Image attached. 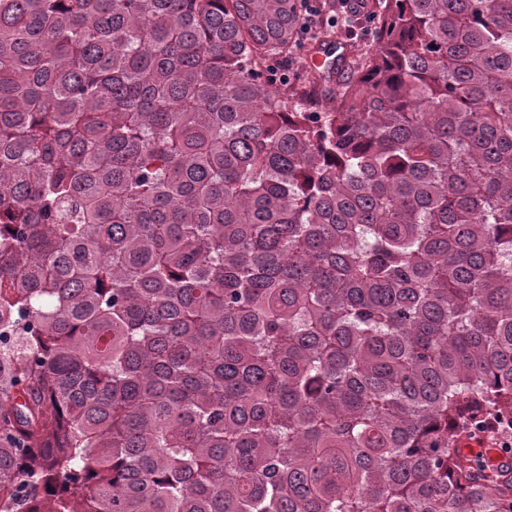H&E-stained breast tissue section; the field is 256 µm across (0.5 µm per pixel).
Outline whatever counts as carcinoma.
<instances>
[{
    "label": "carcinoma",
    "mask_w": 512,
    "mask_h": 512,
    "mask_svg": "<svg viewBox=\"0 0 512 512\" xmlns=\"http://www.w3.org/2000/svg\"><path fill=\"white\" fill-rule=\"evenodd\" d=\"M0 0V512H512V0ZM346 5V12L349 17L357 16L361 8H363V0H341ZM339 1V10H336V40L338 43L332 45V48L336 51V56L340 54H351L357 55L366 47H368L373 39L374 27L376 21H371L365 17H361L362 21L360 24H355V31L351 34L345 25L348 24L344 21V8ZM371 21V22H370ZM368 32H365L367 31ZM372 30V34H371ZM289 60L291 61V65L287 71L282 70L280 67V63L283 60L270 62L269 66L271 67V74H274L273 83L275 84V87H281V85L285 84L286 82H288L289 86L294 83L298 75L305 71L307 68L313 67V65L320 66L325 63L324 59L317 55V52L312 53L310 56L306 54L296 55L294 58ZM283 80L287 81L282 82ZM500 434V438L502 439V444L498 440L495 433L493 434H486L483 439L478 442V444L481 447H467V448H461L462 452L469 456L473 457L472 459H478L483 464L489 466L487 464V457L485 456V451H495L502 455L504 453L508 457H510L511 464H512V455H510V447H512V426L508 427L507 429H503L498 432ZM502 446V447H501ZM508 451V453H506ZM502 452V453H501ZM491 467V466H489Z\"/></svg>",
    "instance_id": "cac0c4a2"
}]
</instances>
